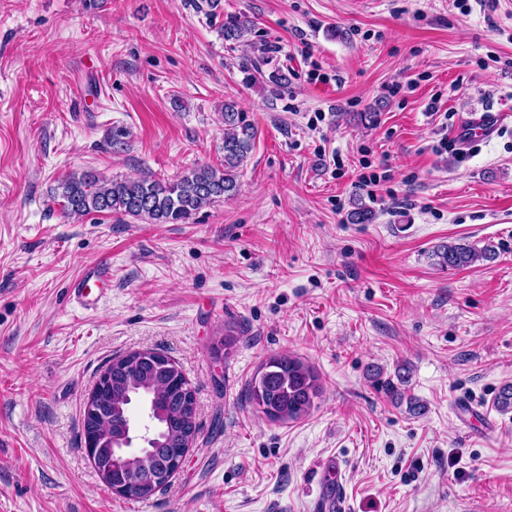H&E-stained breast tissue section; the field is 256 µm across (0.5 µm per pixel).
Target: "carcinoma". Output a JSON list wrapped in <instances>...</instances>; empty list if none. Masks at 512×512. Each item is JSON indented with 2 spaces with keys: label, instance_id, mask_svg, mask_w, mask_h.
I'll return each mask as SVG.
<instances>
[{
  "label": "carcinoma",
  "instance_id": "1",
  "mask_svg": "<svg viewBox=\"0 0 512 512\" xmlns=\"http://www.w3.org/2000/svg\"><path fill=\"white\" fill-rule=\"evenodd\" d=\"M251 30L250 21L234 15L224 20V40L237 43ZM256 129L233 102L224 103V165L200 166L176 179L145 175L138 179H114L93 170L73 174L56 187L63 214L83 218L110 213L145 219L154 224H185L199 210L233 197L238 188L237 170L253 149ZM374 215L363 203H356L347 215L351 224H368ZM442 270L471 267L496 257L494 246L448 242L432 252ZM180 381L173 369L161 370L147 361H128L112 373V382L99 396L96 414L88 416L95 429L98 468L119 482L135 483V471L148 472L154 486L132 487V497L148 499L171 480L173 457L187 442L185 426L196 416L192 409L182 413L177 403ZM320 393L318 377L300 359L280 355L269 359L250 388V399L271 420L285 421L307 414ZM144 402L154 413L152 444L114 459L113 448L125 442L131 405Z\"/></svg>",
  "mask_w": 512,
  "mask_h": 512
}]
</instances>
